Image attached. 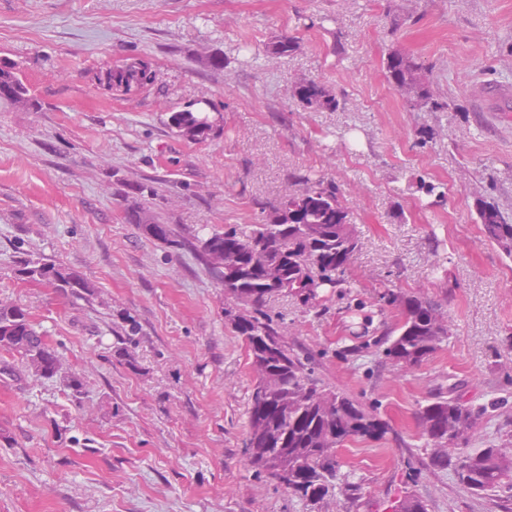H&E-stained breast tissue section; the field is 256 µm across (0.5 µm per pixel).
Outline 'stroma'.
<instances>
[{"mask_svg":"<svg viewBox=\"0 0 512 512\" xmlns=\"http://www.w3.org/2000/svg\"><path fill=\"white\" fill-rule=\"evenodd\" d=\"M280 35L297 51L268 57ZM396 49L426 66L444 111L388 83ZM131 56L153 85L129 101L104 93L96 75ZM1 62L40 107L0 100V296L27 310L84 394L0 351V512H308L243 458L253 375L225 320L231 299L193 250L126 212L139 202L190 240L258 223L298 175L336 181L361 246L350 287L269 310L318 378L390 427L338 451L362 499L339 491L315 512H384L407 494L427 512H504L446 473L407 482L400 448H422L415 415L439 392L509 405L459 452L512 434V257L476 220L480 196L512 218V0H0ZM302 78L338 109L305 108L292 95ZM201 100L224 130L191 143L168 118ZM422 180L437 194L418 192ZM26 258L77 272L99 301L23 279ZM386 288L447 311L448 340L416 369L380 352L397 323L376 301Z\"/></svg>","mask_w":512,"mask_h":512,"instance_id":"1","label":"stroma"}]
</instances>
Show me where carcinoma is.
Listing matches in <instances>:
<instances>
[{"label":"carcinoma","mask_w":512,"mask_h":512,"mask_svg":"<svg viewBox=\"0 0 512 512\" xmlns=\"http://www.w3.org/2000/svg\"><path fill=\"white\" fill-rule=\"evenodd\" d=\"M296 49L293 38L281 36L268 44L267 53L281 57ZM383 69L395 89L412 88L407 102L436 111L446 108L424 65L413 56L394 50ZM96 80L109 93L117 84L144 89L151 85L146 72L133 63L116 71L109 68ZM293 95L315 112L339 107L336 96L315 80L297 84ZM0 99L35 106L30 89L13 69L0 71ZM169 125L177 136L193 142H203L222 130L220 116L192 105L171 113ZM297 182L301 187L263 208L258 223L214 230L195 242L175 237L168 225L157 222L138 203L129 206L128 218L170 247L195 250L224 286V294L234 300L238 311H227V318L233 332L244 339L256 373L243 454L256 475L288 489L292 498L311 509L332 495L339 482L348 488L350 499L358 501L363 495L362 485L341 471L338 455L327 453V449L336 451L348 442L382 439L389 427L356 399L315 378L304 358L288 345L284 322L267 311L275 296L288 294L307 306L312 293L319 298L327 288L350 287L347 262L358 248V239L352 217L339 199L338 185L331 180L311 183L305 177ZM476 214L485 240L512 256V224L498 206L480 199ZM214 252L231 254L233 262L212 264ZM19 273L45 281L67 295L88 301L95 296L85 278L50 261L26 260ZM378 301L398 313L396 328L378 344L384 358L400 370L420 366L449 335L442 304L418 291L387 288ZM0 350L18 356L27 370L43 378L52 377L59 358L58 351L35 329L28 312L6 298L0 299ZM499 408V400L474 408L439 393L420 405L416 418L426 441V467L451 473L457 484L473 494L504 493L507 510L512 501V466L502 464V459L512 457V438L466 454L457 452L459 442L478 420ZM272 457L284 462L281 471L269 468Z\"/></svg>","instance_id":"obj_1"}]
</instances>
